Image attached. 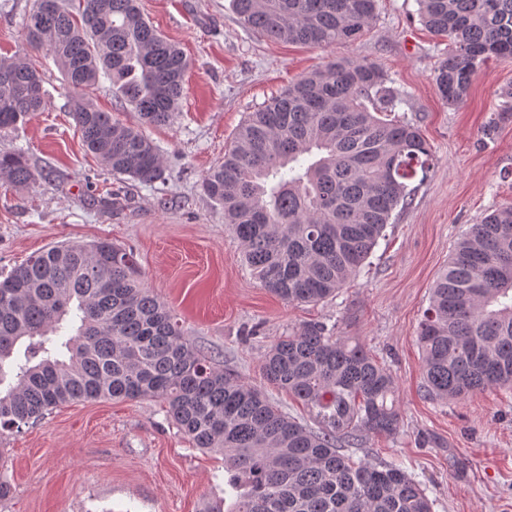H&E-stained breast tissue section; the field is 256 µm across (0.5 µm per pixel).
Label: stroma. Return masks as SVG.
I'll return each instance as SVG.
<instances>
[{"label":"stroma","mask_w":512,"mask_h":512,"mask_svg":"<svg viewBox=\"0 0 512 512\" xmlns=\"http://www.w3.org/2000/svg\"><path fill=\"white\" fill-rule=\"evenodd\" d=\"M30 3L0 0V54L21 49ZM139 5L190 62L179 112L170 124L144 127L109 85L89 97L113 120L142 127L163 158L164 180L120 179L87 152L63 77L43 61L48 110L0 132V152L23 148L39 174L26 186L0 180V273L60 243L110 239L133 250L141 280L185 335L218 368L258 387H265L261 358L280 336L309 321L335 325L390 370L401 416L397 434L365 435L354 460L400 464L433 500V512H512V386L460 400L429 397L417 342L431 288L458 238L512 204V115L496 117L512 59L487 63L463 101L450 105L432 81L449 41L421 24L417 0H378L363 35L330 48L260 37L241 24L232 0ZM334 58L372 61L387 72L402 94L395 116L420 128L434 168L336 297L288 304L260 286L200 184L249 112ZM492 120L494 132L485 133ZM265 389L284 413L311 423L300 401ZM1 476L13 493L0 500V512H205L235 500L221 455L192 448L151 399L78 401L1 433Z\"/></svg>","instance_id":"obj_1"}]
</instances>
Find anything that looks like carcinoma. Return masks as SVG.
Here are the masks:
<instances>
[{
  "label": "carcinoma",
  "instance_id": "cac0c4a2",
  "mask_svg": "<svg viewBox=\"0 0 512 512\" xmlns=\"http://www.w3.org/2000/svg\"><path fill=\"white\" fill-rule=\"evenodd\" d=\"M260 36L331 47L356 40L376 0H233ZM421 23L451 48L434 71L454 104L477 69L512 59V0H418ZM23 52L0 56V131L48 107L36 59L70 92L85 149L116 176L165 179L157 146L88 99L101 79L149 125L179 111L189 62L143 16L139 0H33ZM398 93L377 64L332 60L247 115L224 161L202 182L224 210L260 285L286 303L323 302L356 275L411 202L433 156L420 130L389 118ZM0 177L35 181L28 156L0 153ZM425 387L460 399L512 385V205L457 241L420 324ZM267 382L299 399L318 424L286 416L259 388L216 368L176 315L136 278L134 253L99 239L53 246L0 279V429L19 431L66 403L160 402L196 448L224 456L237 491L228 512H433L395 462L340 452L364 433L401 427L395 380L362 346L307 323L264 353Z\"/></svg>",
  "mask_w": 512,
  "mask_h": 512
}]
</instances>
